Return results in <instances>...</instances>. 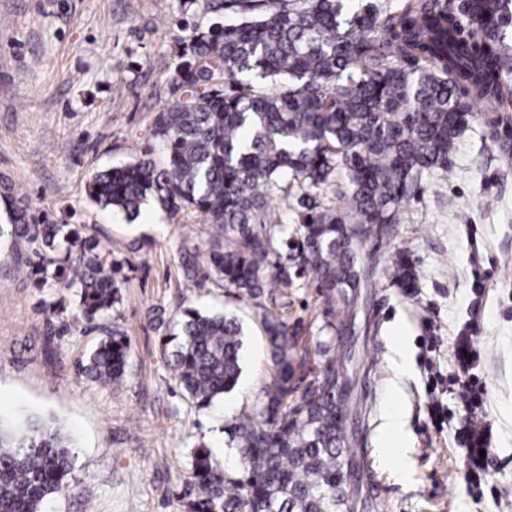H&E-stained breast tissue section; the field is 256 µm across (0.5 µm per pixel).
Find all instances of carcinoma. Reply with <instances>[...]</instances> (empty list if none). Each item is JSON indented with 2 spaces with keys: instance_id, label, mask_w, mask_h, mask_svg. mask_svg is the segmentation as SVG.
Returning <instances> with one entry per match:
<instances>
[{
  "instance_id": "1",
  "label": "carcinoma",
  "mask_w": 512,
  "mask_h": 512,
  "mask_svg": "<svg viewBox=\"0 0 512 512\" xmlns=\"http://www.w3.org/2000/svg\"><path fill=\"white\" fill-rule=\"evenodd\" d=\"M228 21L177 39L175 101L155 115L154 146L92 175L89 198L136 219L154 201L213 226L204 259L248 299L277 294L262 326L274 372L246 415L224 424L242 469L199 442L190 453L194 496L185 512H352L343 419L353 389L331 357L306 365L288 323V288L314 275L326 326L355 308L365 279L350 223L382 236L423 175L446 172L474 101L512 112V0H202ZM296 190V205L284 194ZM344 204L336 207L335 201ZM294 224L276 274L270 228ZM33 246L38 283L74 291L72 318L112 313V263L73 224H28L17 211L0 240ZM163 330L161 353L187 401L202 411L242 376L244 334L226 314L184 308ZM130 340L109 330L78 373L119 386ZM308 367V382L296 372ZM73 441L30 414L0 416V512H42L69 489Z\"/></svg>"
}]
</instances>
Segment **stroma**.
<instances>
[{"label":"stroma","instance_id":"35a3bbf8","mask_svg":"<svg viewBox=\"0 0 512 512\" xmlns=\"http://www.w3.org/2000/svg\"><path fill=\"white\" fill-rule=\"evenodd\" d=\"M220 20L179 0H0V224L24 207L37 224L80 225L111 251L122 295L111 315L74 320L70 291L28 276L26 242L0 247V414L53 420L78 446L70 491L44 512H181L199 442L226 469L241 468L224 425L253 407L273 372L261 307L213 276L184 287L181 255L212 242L202 218L152 203L130 223L86 194L94 173L153 145L154 116L176 98L177 38ZM492 118L473 112L450 172L423 177L387 237L360 238L368 275L347 334L324 330L314 278L288 291L302 344L335 343L354 383L344 428L356 512H512V154L499 152L506 129ZM402 255L415 287L397 285ZM184 307L234 312L246 333L242 380L208 411L176 387L154 326L155 315ZM108 329L131 339L118 388L77 372ZM464 331L480 346L486 382L485 408L471 418L448 386ZM397 337L410 365L401 379ZM389 409L401 413L402 433L386 432ZM468 425L492 428L495 492L465 483L459 434Z\"/></svg>","mask_w":512,"mask_h":512}]
</instances>
